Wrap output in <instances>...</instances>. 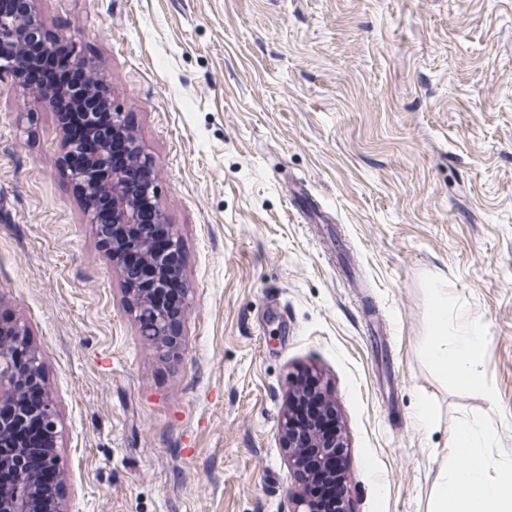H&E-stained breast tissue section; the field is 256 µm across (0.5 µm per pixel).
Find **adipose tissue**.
Segmentation results:
<instances>
[{
	"label": "adipose tissue",
	"instance_id": "1",
	"mask_svg": "<svg viewBox=\"0 0 512 512\" xmlns=\"http://www.w3.org/2000/svg\"><path fill=\"white\" fill-rule=\"evenodd\" d=\"M433 344L430 361L434 369L452 374L465 382L478 384L475 371L483 353L478 326L460 317L456 327L448 325V300L436 294L431 312ZM456 344H449V334ZM450 455L467 460L464 469L450 471L434 492L432 512H512V471H493L492 461L481 437L471 429H462Z\"/></svg>",
	"mask_w": 512,
	"mask_h": 512
}]
</instances>
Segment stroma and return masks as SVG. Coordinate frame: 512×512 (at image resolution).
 Returning <instances> with one entry per match:
<instances>
[{
	"label": "stroma",
	"mask_w": 512,
	"mask_h": 512,
	"mask_svg": "<svg viewBox=\"0 0 512 512\" xmlns=\"http://www.w3.org/2000/svg\"><path fill=\"white\" fill-rule=\"evenodd\" d=\"M32 6L129 117L191 290L176 349L146 343L57 113L0 75V315L41 352L66 512H290L304 370L351 512H430L467 422L512 467V0ZM297 180L345 251L292 214ZM438 288L480 327L486 392L430 364Z\"/></svg>",
	"instance_id": "obj_1"
}]
</instances>
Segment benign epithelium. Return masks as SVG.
Returning <instances> with one entry per match:
<instances>
[{
	"label": "benign epithelium",
	"instance_id": "7a95c632",
	"mask_svg": "<svg viewBox=\"0 0 512 512\" xmlns=\"http://www.w3.org/2000/svg\"><path fill=\"white\" fill-rule=\"evenodd\" d=\"M21 13L0 12V57L9 58L10 65L1 64L0 72L17 77L34 70L56 56L42 36V23L33 11L31 0H23ZM80 73L72 84H63L53 96L34 91L36 100L56 112L60 111L76 122L73 132L65 133V146L73 150L79 141L94 140L97 149L90 155L79 154V163L73 169L74 180L85 192L90 223H97L95 202L109 204V223L125 227L121 243L113 244L112 269L124 280L128 304L135 315L149 313L141 323L143 331L152 336L156 347L167 351L175 345L169 330L166 311L160 307V295L173 288L182 289V305H187L189 290L183 286V268L174 265L171 252L182 253V244L175 230L169 231L168 247H157L139 253L146 274V287L131 279L122 262L125 249H137L152 236L153 225L144 221L151 211L155 222L163 223V213L157 205L152 183L141 190H129V176L139 169L151 173L153 162L145 155L129 126L124 113L112 110V122L104 125L99 112L111 110L110 99L103 94L107 85L99 68L86 60L79 61ZM7 336L29 349L32 362L27 369L29 379L44 384L38 350L29 342L25 329L18 322L0 319V337ZM17 369L15 353L0 344V404L11 406L8 415L0 417V441L7 442L12 452L0 457V482H10L21 492L9 498H0V512H67L60 502L43 494L47 476H61L56 445L57 421L45 391L36 398L18 395L15 389ZM308 401L320 402L324 412L334 417L335 431L326 435L314 422L303 420V408ZM281 434L294 470L306 469L314 479L339 485L342 494L328 504L311 500L303 488L293 492L292 512H349L347 499L348 439L341 416L330 391L321 377L305 373L293 380L288 388V404L281 422Z\"/></svg>",
	"mask_w": 512,
	"mask_h": 512
}]
</instances>
